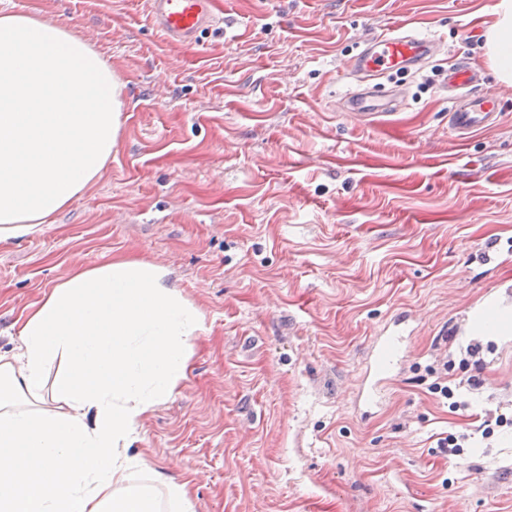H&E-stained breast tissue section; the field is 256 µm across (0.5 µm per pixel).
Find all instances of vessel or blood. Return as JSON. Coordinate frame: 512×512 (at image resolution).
I'll return each instance as SVG.
<instances>
[{
    "instance_id": "b4317fda",
    "label": "vessel or blood",
    "mask_w": 512,
    "mask_h": 512,
    "mask_svg": "<svg viewBox=\"0 0 512 512\" xmlns=\"http://www.w3.org/2000/svg\"><path fill=\"white\" fill-rule=\"evenodd\" d=\"M149 19L169 44L182 48L198 46L202 34L220 21L214 0H149ZM446 49L440 37L414 27L396 26L361 38L358 52L344 61L346 76L354 86L341 98V111L357 122L392 115L399 105L397 95L372 90L368 80L399 71H421ZM484 83V73L472 67L462 53L454 56L444 73L448 130L457 144L467 143L476 132L500 121V94L486 90ZM466 321L475 333L506 331L512 329V311L486 299L470 309ZM407 350L408 340L400 328L378 337L360 391L364 408L378 407L384 387L395 377Z\"/></svg>"
}]
</instances>
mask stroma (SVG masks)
<instances>
[{
  "instance_id": "obj_1",
  "label": "stroma",
  "mask_w": 512,
  "mask_h": 512,
  "mask_svg": "<svg viewBox=\"0 0 512 512\" xmlns=\"http://www.w3.org/2000/svg\"><path fill=\"white\" fill-rule=\"evenodd\" d=\"M83 38L128 108L96 182L41 232L0 242V349L75 269L163 268L200 314L186 374L143 415L128 485L178 512H512V334L466 327L486 293L512 308V91L499 124L448 134L447 57L394 78L388 121L337 112L343 59L405 22L499 81L484 43L493 0H216L224 24L166 43L147 0H0ZM501 247L493 270L473 256ZM417 321L404 367L358 407L375 336ZM482 360H464L472 343ZM469 403L452 411L428 368ZM479 389H469V378ZM487 425V437L476 436ZM474 433L464 463L442 433ZM470 435H455L453 433H448L445 437H439L437 441V448H439V453L446 460V463H458L461 460V455L463 454V448H468V446H464V444H468L469 439H472Z\"/></svg>"
}]
</instances>
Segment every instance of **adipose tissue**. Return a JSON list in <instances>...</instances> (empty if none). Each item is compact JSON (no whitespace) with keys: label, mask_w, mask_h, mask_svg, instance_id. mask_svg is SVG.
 I'll use <instances>...</instances> for the list:
<instances>
[{"label":"adipose tissue","mask_w":512,"mask_h":512,"mask_svg":"<svg viewBox=\"0 0 512 512\" xmlns=\"http://www.w3.org/2000/svg\"><path fill=\"white\" fill-rule=\"evenodd\" d=\"M512 79V0L486 39ZM118 84L80 37L0 13V242L32 235L97 179ZM199 313L152 265L107 262L55 285L0 352V512H154L126 490L139 419L184 377Z\"/></svg>","instance_id":"adipose-tissue-1"}]
</instances>
